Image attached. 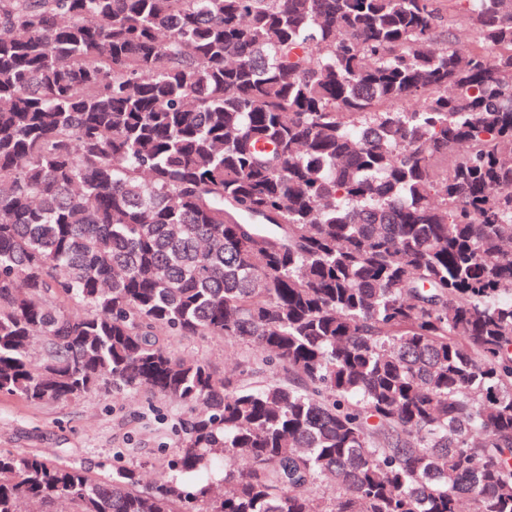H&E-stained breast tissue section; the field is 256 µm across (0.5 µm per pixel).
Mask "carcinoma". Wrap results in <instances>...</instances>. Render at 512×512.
<instances>
[{"label":"carcinoma","mask_w":512,"mask_h":512,"mask_svg":"<svg viewBox=\"0 0 512 512\" xmlns=\"http://www.w3.org/2000/svg\"><path fill=\"white\" fill-rule=\"evenodd\" d=\"M106 387L173 476L0 512H512V0H0V395ZM172 348L178 357L209 363L221 376L236 364H246L251 355V350L214 336H178L172 341Z\"/></svg>","instance_id":"cac0c4a2"}]
</instances>
